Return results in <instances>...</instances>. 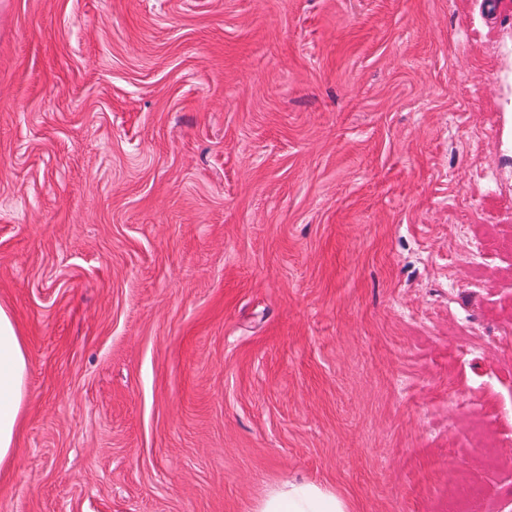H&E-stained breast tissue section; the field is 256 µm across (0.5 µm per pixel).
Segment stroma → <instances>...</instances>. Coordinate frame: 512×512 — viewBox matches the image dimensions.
<instances>
[{
	"instance_id": "35a3bbf8",
	"label": "stroma",
	"mask_w": 512,
	"mask_h": 512,
	"mask_svg": "<svg viewBox=\"0 0 512 512\" xmlns=\"http://www.w3.org/2000/svg\"><path fill=\"white\" fill-rule=\"evenodd\" d=\"M511 241L487 0H0V512H512ZM27 344L10 311L0 304V471L14 467L16 435L27 396ZM335 492L303 480H288L269 494L255 512H350Z\"/></svg>"
}]
</instances>
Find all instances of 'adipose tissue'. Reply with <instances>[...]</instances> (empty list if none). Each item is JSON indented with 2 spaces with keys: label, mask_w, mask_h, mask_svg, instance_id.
I'll list each match as a JSON object with an SVG mask.
<instances>
[{
  "label": "adipose tissue",
  "mask_w": 512,
  "mask_h": 512,
  "mask_svg": "<svg viewBox=\"0 0 512 512\" xmlns=\"http://www.w3.org/2000/svg\"><path fill=\"white\" fill-rule=\"evenodd\" d=\"M27 344L17 323L0 305V471L13 468L16 435L22 424L27 396ZM335 492L303 481L290 480L269 494L256 512H349Z\"/></svg>",
  "instance_id": "adipose-tissue-1"
}]
</instances>
